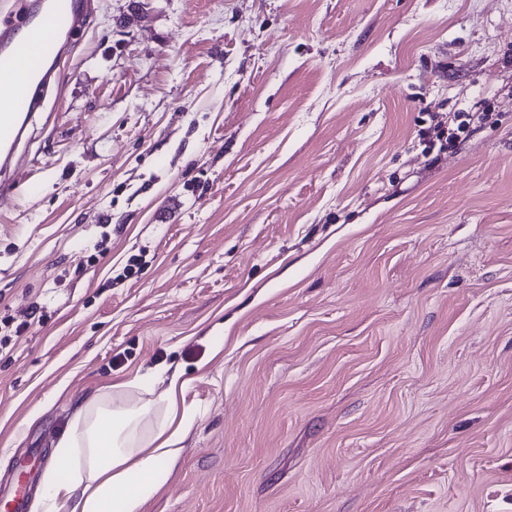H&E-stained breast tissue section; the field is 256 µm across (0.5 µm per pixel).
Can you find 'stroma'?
Returning a JSON list of instances; mask_svg holds the SVG:
<instances>
[{
  "instance_id": "obj_1",
  "label": "stroma",
  "mask_w": 512,
  "mask_h": 512,
  "mask_svg": "<svg viewBox=\"0 0 512 512\" xmlns=\"http://www.w3.org/2000/svg\"><path fill=\"white\" fill-rule=\"evenodd\" d=\"M56 71L0 172V495L110 402L193 417L144 512H512V0H88ZM457 118L460 119L459 124L456 127L448 125V132L440 126L435 128V136L437 140L441 141V147H447L448 150H453L456 147L460 140L459 133L468 131L471 124L476 122L481 123L489 119V114H487V112H460ZM443 139L445 144L443 143Z\"/></svg>"
}]
</instances>
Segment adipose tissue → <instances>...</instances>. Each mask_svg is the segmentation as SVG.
Returning <instances> with one entry per match:
<instances>
[{
    "label": "adipose tissue",
    "instance_id": "ef3b65f1",
    "mask_svg": "<svg viewBox=\"0 0 512 512\" xmlns=\"http://www.w3.org/2000/svg\"><path fill=\"white\" fill-rule=\"evenodd\" d=\"M148 412L145 405L79 412L55 450L64 471L44 475L43 512H142L168 480L180 435L192 424L186 414L145 437L139 425Z\"/></svg>",
    "mask_w": 512,
    "mask_h": 512
}]
</instances>
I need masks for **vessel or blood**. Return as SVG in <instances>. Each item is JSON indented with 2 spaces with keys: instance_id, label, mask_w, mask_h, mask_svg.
I'll return each instance as SVG.
<instances>
[{
  "instance_id": "vessel-or-blood-1",
  "label": "vessel or blood",
  "mask_w": 512,
  "mask_h": 512,
  "mask_svg": "<svg viewBox=\"0 0 512 512\" xmlns=\"http://www.w3.org/2000/svg\"><path fill=\"white\" fill-rule=\"evenodd\" d=\"M84 9L82 0H40L35 23L23 34L0 27V166L16 159L31 108L29 91L45 62L57 61L66 37Z\"/></svg>"
}]
</instances>
